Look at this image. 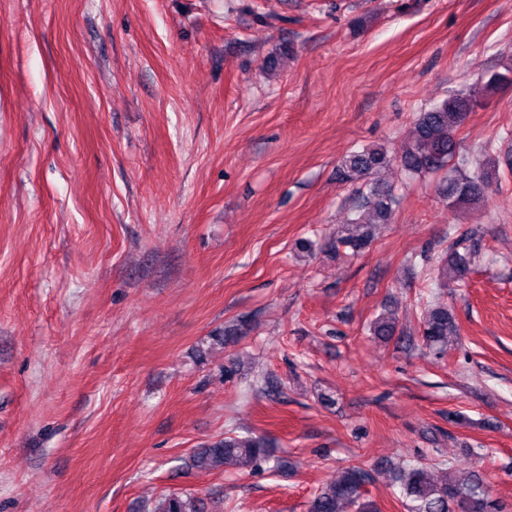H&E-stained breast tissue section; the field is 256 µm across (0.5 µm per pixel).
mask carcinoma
<instances>
[{
	"label": "carcinoma",
	"mask_w": 512,
	"mask_h": 512,
	"mask_svg": "<svg viewBox=\"0 0 512 512\" xmlns=\"http://www.w3.org/2000/svg\"><path fill=\"white\" fill-rule=\"evenodd\" d=\"M478 102L460 93L420 113L414 124L409 146L401 154V169L410 176L448 170V179L440 194L448 207L462 210L485 201L491 185V170L482 165L468 167L467 160L456 152V134ZM393 158L381 147H366L344 159L336 169L343 184L356 187L357 199L352 217L341 225L332 240L335 249H348L358 254L368 248L379 225L389 223L398 198L393 187L376 178ZM470 273V259L456 250L443 256L432 268L440 285L448 288L463 282ZM377 338L388 341L396 332V323L386 314L379 315L371 325ZM457 334L452 314L446 306H427L422 311L421 339L425 347L442 352L448 337ZM268 457L267 446L257 437L227 436L192 455V465L201 471H219L232 463L248 468ZM405 498L406 512H508L506 505L495 501L487 485L473 474L458 480L449 469L434 478L424 464H407L393 471ZM372 474L360 467L344 469L336 479L319 488L309 503V512H380L369 498L366 485ZM152 512H203L199 501L190 494L169 492L156 500Z\"/></svg>",
	"instance_id": "cac0c4a2"
}]
</instances>
